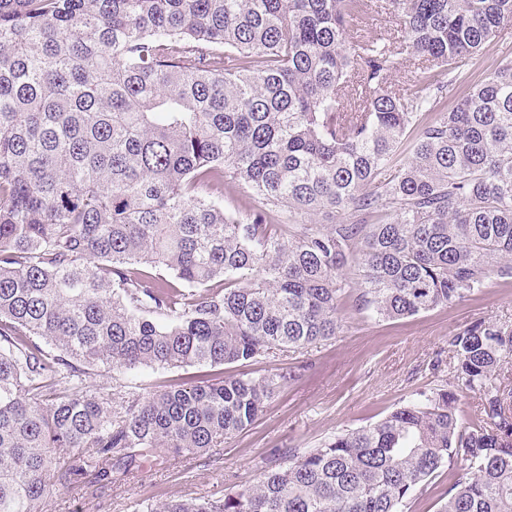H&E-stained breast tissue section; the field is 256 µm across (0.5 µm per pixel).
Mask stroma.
<instances>
[{"label": "stroma", "mask_w": 512, "mask_h": 512, "mask_svg": "<svg viewBox=\"0 0 512 512\" xmlns=\"http://www.w3.org/2000/svg\"><path fill=\"white\" fill-rule=\"evenodd\" d=\"M509 45L512 29H505L467 58L458 70L459 92L497 69ZM488 319L512 322V285L503 280L488 282L452 306L396 321L357 310L352 295H344L336 339L304 352L210 369L213 378L237 373L261 376L286 367L297 371L251 427L225 439L220 460L208 464L200 457L175 458L162 450L142 472L114 477L103 487L85 484L79 495L51 485L48 512H134L143 500L160 504L175 496L245 490L274 461L275 449L317 447L337 433L377 422L407 401L446 385L455 362L450 337ZM198 373L195 367L115 369L94 377L93 383L105 391L145 395Z\"/></svg>", "instance_id": "35a3bbf8"}]
</instances>
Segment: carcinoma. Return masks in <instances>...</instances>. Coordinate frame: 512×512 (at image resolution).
Wrapping results in <instances>:
<instances>
[{"mask_svg": "<svg viewBox=\"0 0 512 512\" xmlns=\"http://www.w3.org/2000/svg\"><path fill=\"white\" fill-rule=\"evenodd\" d=\"M363 7L0 0V512H47L48 479L107 482L157 449L212 459L295 378L143 396L98 391L102 370L333 340L351 261L356 305L386 320L512 279V59L420 124L512 25V0H383L394 38L361 35ZM406 52L424 77L399 86ZM226 183L266 209L227 214ZM275 209L349 220L285 229ZM450 345L452 385L288 449L248 489L138 512H400L445 466L439 512H512V324L477 322ZM467 392L481 407L464 423Z\"/></svg>", "mask_w": 512, "mask_h": 512, "instance_id": "cac0c4a2", "label": "carcinoma"}]
</instances>
